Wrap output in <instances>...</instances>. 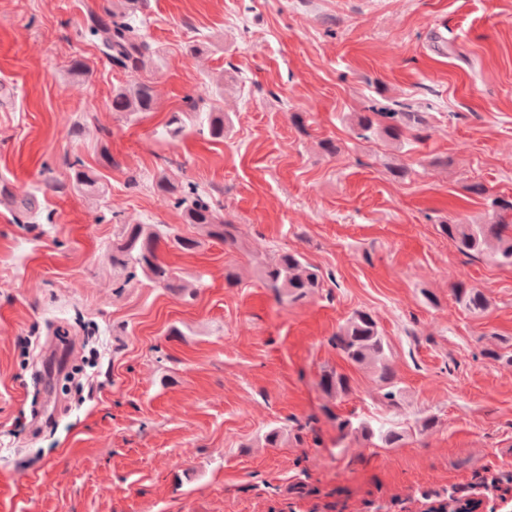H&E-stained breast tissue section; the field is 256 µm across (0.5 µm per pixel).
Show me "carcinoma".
<instances>
[{
  "label": "carcinoma",
  "mask_w": 512,
  "mask_h": 512,
  "mask_svg": "<svg viewBox=\"0 0 512 512\" xmlns=\"http://www.w3.org/2000/svg\"><path fill=\"white\" fill-rule=\"evenodd\" d=\"M101 12L87 18L91 35L99 38L102 53L113 64L130 74L142 70L151 46L141 37L135 23L141 11L143 0H106ZM204 99L189 97L187 110L174 112L166 127L174 136L182 134L189 118L203 120L202 127L214 141L224 140L228 116L224 110L211 105L201 108ZM157 99L154 87L148 81L135 80L115 87L112 91L111 108L128 116L156 109ZM427 124L423 112H395L387 107L379 110L373 106L355 116V125L360 129L359 137L369 138V133H382L388 139L402 143L406 133ZM70 188L85 198L100 201L109 195L104 175L75 157L69 163ZM154 190L170 200L181 210L184 223L191 224L200 232V237H187L162 229L157 224H124L112 238L108 261L112 266V286L119 293L134 282L147 280L154 286L166 288L193 296L191 284L176 274L164 261L161 246L191 251L202 241H217L227 245L237 243L240 228L224 213L220 200L195 185H185L176 178L162 172L154 180ZM9 201L16 204L15 210L31 215L37 208L29 195H9ZM496 220L491 224H466L464 222L443 223L440 231L448 237L457 251L474 257H484L498 266L512 267V201L496 197L491 200ZM261 279L278 299L290 303L303 302L323 287L319 270L309 264L305 257L294 250H283L261 271ZM452 295L459 307L474 315L485 313L489 303L483 291L463 282L455 284ZM330 345L347 362L371 370L374 381L382 390V398L393 408L400 406L402 388L393 371L384 336L373 315L366 310H356L341 323L329 339ZM320 387L331 398H343L351 392L349 378L336 371L321 376ZM336 443L348 436H360L370 444L382 448H395L403 435L393 429H375L369 421L353 422L349 418L336 419Z\"/></svg>",
  "instance_id": "cac0c4a2"
}]
</instances>
